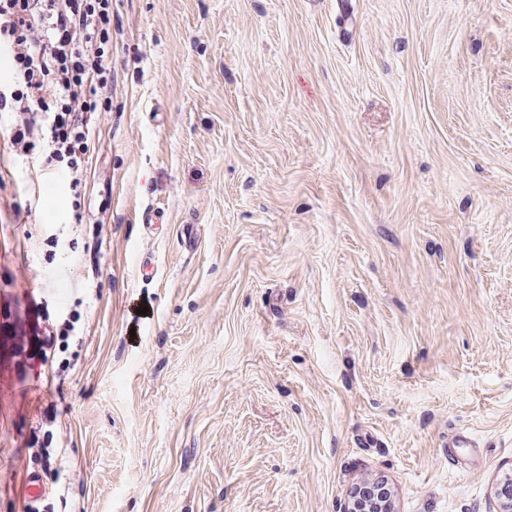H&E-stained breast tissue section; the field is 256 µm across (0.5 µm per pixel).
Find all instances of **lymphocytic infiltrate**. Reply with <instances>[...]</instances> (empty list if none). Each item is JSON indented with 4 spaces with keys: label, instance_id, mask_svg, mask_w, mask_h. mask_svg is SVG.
Here are the masks:
<instances>
[{
    "label": "lymphocytic infiltrate",
    "instance_id": "lymphocytic-infiltrate-1",
    "mask_svg": "<svg viewBox=\"0 0 512 512\" xmlns=\"http://www.w3.org/2000/svg\"><path fill=\"white\" fill-rule=\"evenodd\" d=\"M0 55L11 68L0 112L14 115L15 151L44 142L48 165L79 188L112 87L111 0H0Z\"/></svg>",
    "mask_w": 512,
    "mask_h": 512
}]
</instances>
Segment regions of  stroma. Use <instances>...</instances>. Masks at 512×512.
I'll return each instance as SVG.
<instances>
[{
  "instance_id": "obj_1",
  "label": "stroma",
  "mask_w": 512,
  "mask_h": 512,
  "mask_svg": "<svg viewBox=\"0 0 512 512\" xmlns=\"http://www.w3.org/2000/svg\"><path fill=\"white\" fill-rule=\"evenodd\" d=\"M109 107L0 113V512H497L512 0H112ZM370 487L371 486L363 485L355 488L352 496V503L357 505V509L366 508V505L369 504L370 500L372 499ZM367 508V511L369 512H395L390 499L386 503L375 500L374 502H371Z\"/></svg>"
}]
</instances>
